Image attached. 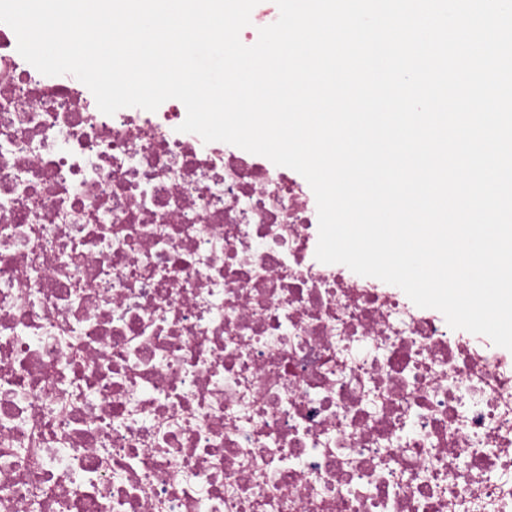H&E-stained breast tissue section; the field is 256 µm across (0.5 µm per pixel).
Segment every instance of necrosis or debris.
I'll list each match as a JSON object with an SVG mask.
<instances>
[{
    "label": "necrosis or debris",
    "instance_id": "1",
    "mask_svg": "<svg viewBox=\"0 0 512 512\" xmlns=\"http://www.w3.org/2000/svg\"><path fill=\"white\" fill-rule=\"evenodd\" d=\"M185 118L0 22V512H512V351L318 261L306 179Z\"/></svg>",
    "mask_w": 512,
    "mask_h": 512
}]
</instances>
